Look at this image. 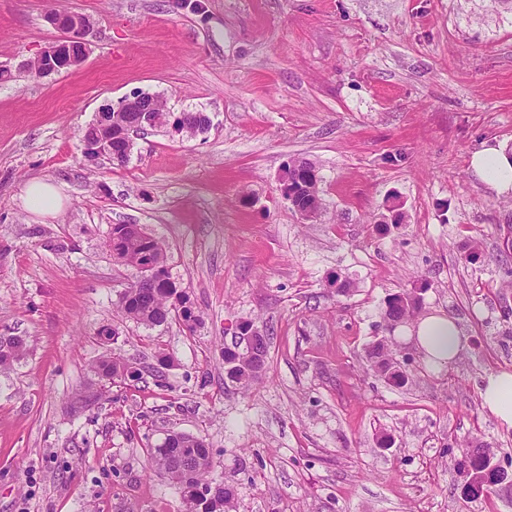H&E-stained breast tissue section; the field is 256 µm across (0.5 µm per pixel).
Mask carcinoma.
I'll list each match as a JSON object with an SVG mask.
<instances>
[{
    "instance_id": "1",
    "label": "carcinoma",
    "mask_w": 512,
    "mask_h": 512,
    "mask_svg": "<svg viewBox=\"0 0 512 512\" xmlns=\"http://www.w3.org/2000/svg\"><path fill=\"white\" fill-rule=\"evenodd\" d=\"M132 153V142L121 136L113 139L112 160L126 162ZM299 213H321L322 199L319 192L311 193L301 187L289 197ZM112 254L122 264L141 269L146 265L155 270L154 282L139 287H129L121 294L117 312L125 319L145 326L165 323L171 314L181 310L186 294L174 281L164 266V242L132 230L128 224H114L110 232ZM421 298L412 292L392 295L386 302L383 320L392 327L409 326L416 318ZM269 336L257 335L252 348L246 352L238 344L224 347V367L231 368L229 379L247 389L266 371ZM398 342L386 337L372 346L369 356L374 372L387 375L395 360L393 348ZM27 342L21 336L0 335V371L10 368L25 352ZM97 373L107 379L124 376L113 356H107L96 366ZM213 461L210 448L201 438L190 434L172 432L162 443L149 450L148 470L157 473L181 494L185 512H235V495L231 488L215 482L211 477Z\"/></svg>"
}]
</instances>
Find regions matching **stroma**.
<instances>
[{
  "label": "stroma",
  "instance_id": "obj_1",
  "mask_svg": "<svg viewBox=\"0 0 512 512\" xmlns=\"http://www.w3.org/2000/svg\"><path fill=\"white\" fill-rule=\"evenodd\" d=\"M52 10L89 19L86 61L0 84V334L28 340L0 372V512H184L146 469L172 431L208 444L236 512H512V486L466 498L459 468L482 442L512 474V430L480 398L512 371V196L471 167L483 144L512 147V0H0V65L56 38ZM134 92L210 124L86 160L82 130ZM293 158L322 178L312 221L281 191ZM33 180L57 212L27 209ZM116 224L166 241L197 324L121 319L136 272L112 255ZM414 290L469 344L392 387L367 351L389 295ZM244 320L271 336L246 392L222 356ZM113 352L139 379L81 406Z\"/></svg>",
  "mask_w": 512,
  "mask_h": 512
}]
</instances>
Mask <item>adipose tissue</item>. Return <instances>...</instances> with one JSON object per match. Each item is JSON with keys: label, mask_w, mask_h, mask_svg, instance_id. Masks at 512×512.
Instances as JSON below:
<instances>
[{"label": "adipose tissue", "mask_w": 512, "mask_h": 512, "mask_svg": "<svg viewBox=\"0 0 512 512\" xmlns=\"http://www.w3.org/2000/svg\"><path fill=\"white\" fill-rule=\"evenodd\" d=\"M471 165L477 176L497 194L512 193V152L505 146H489L475 152ZM399 336L414 341L425 357H437L441 367L452 365L467 346L468 338L456 321L441 312L420 316L410 327L398 330ZM482 403L499 421L512 430V372L499 370L487 374L480 391Z\"/></svg>", "instance_id": "obj_1"}]
</instances>
